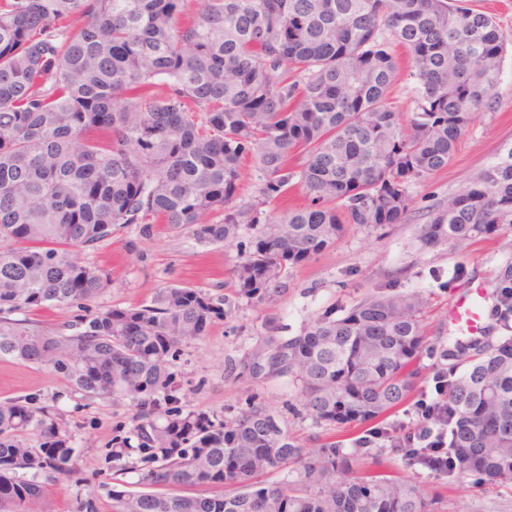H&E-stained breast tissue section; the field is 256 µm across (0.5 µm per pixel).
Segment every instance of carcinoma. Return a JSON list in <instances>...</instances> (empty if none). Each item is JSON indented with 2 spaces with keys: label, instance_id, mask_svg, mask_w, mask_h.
I'll return each instance as SVG.
<instances>
[{
  "label": "carcinoma",
  "instance_id": "cac0c4a2",
  "mask_svg": "<svg viewBox=\"0 0 512 512\" xmlns=\"http://www.w3.org/2000/svg\"><path fill=\"white\" fill-rule=\"evenodd\" d=\"M0 0V359L58 373L85 400L134 410L104 463L112 512H426L416 486L355 476L336 443L306 448L254 405L228 418L185 403L177 360L231 313L223 296L170 284L139 305L94 311L109 285L94 251L159 221L202 246L252 231L235 266L257 302L288 268L333 245L346 224H398L410 188L443 170L477 112L494 110L505 40L496 21L450 0ZM412 64L408 124L389 106ZM254 203H235L242 160ZM297 183L310 203L263 207ZM512 224V147L436 209L419 235L458 247ZM512 317V263L493 279ZM415 293L328 311L291 338L268 336L265 378L291 377L315 426L361 423L402 405L425 340ZM82 306L63 330L24 317ZM448 474L512 481V336L449 350ZM80 451L65 413L35 396L0 402V512L42 498V477L73 479ZM296 477L261 486L270 470Z\"/></svg>",
  "mask_w": 512,
  "mask_h": 512
}]
</instances>
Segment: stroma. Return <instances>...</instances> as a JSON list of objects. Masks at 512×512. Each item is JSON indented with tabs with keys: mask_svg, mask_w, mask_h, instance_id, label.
<instances>
[{
	"mask_svg": "<svg viewBox=\"0 0 512 512\" xmlns=\"http://www.w3.org/2000/svg\"><path fill=\"white\" fill-rule=\"evenodd\" d=\"M495 17L506 52L494 111L478 113L466 131L448 168L413 185L407 216L397 224L374 228L346 225L342 236L325 251L288 271L287 284L263 303L236 292L232 271L248 248L250 235L221 247L199 245L192 236L155 224L150 236L138 225L118 231L91 253H79L107 270L108 288L93 302L96 310L133 306L151 299L168 284L199 288L232 301L231 317L216 320L208 336L185 348L181 370L189 383L190 407L233 415L255 402L288 424L291 435L315 447L335 442L355 458L359 472H379L416 485L430 503V512H512V484H482L427 473L408 465L401 451L378 439L365 448L356 441L361 425L314 426L295 415L300 398L287 378L254 379L229 373L227 362L255 350L266 336L293 337L327 310L344 314L350 307L376 296L415 291L424 297L421 323L426 336L415 364L410 400L434 388L432 378L447 365L441 354L450 339L448 305L470 288L492 287L496 266L512 260V224L457 249L445 244L421 248L418 235L436 207L467 178L493 160L504 144L512 143V0H462ZM26 395L55 398L63 409L82 450L81 484L64 478L44 480V512H79V503L92 499L95 512H112V501L100 484L103 458L118 426L128 424L130 410L109 402H87L74 394L60 375L14 360H0V401Z\"/></svg>",
	"mask_w": 512,
	"mask_h": 512,
	"instance_id": "obj_1",
	"label": "stroma"
}]
</instances>
